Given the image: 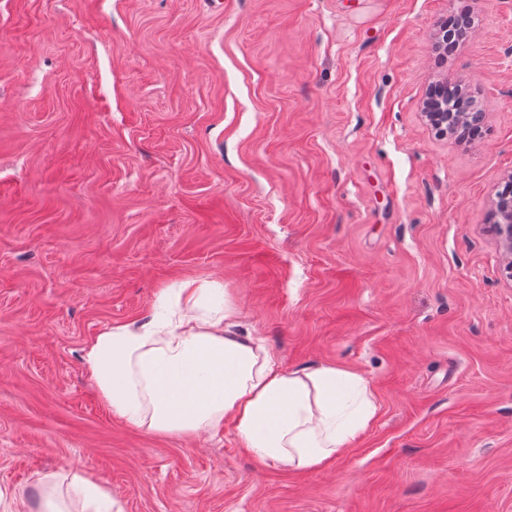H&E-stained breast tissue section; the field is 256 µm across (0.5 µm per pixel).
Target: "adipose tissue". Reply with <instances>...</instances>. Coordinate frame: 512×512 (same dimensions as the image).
<instances>
[{
    "instance_id": "obj_1",
    "label": "adipose tissue",
    "mask_w": 512,
    "mask_h": 512,
    "mask_svg": "<svg viewBox=\"0 0 512 512\" xmlns=\"http://www.w3.org/2000/svg\"><path fill=\"white\" fill-rule=\"evenodd\" d=\"M177 318L125 324L85 349L88 379L136 428L190 435L231 422L259 462L313 471L346 451L375 414L367 380L333 365L288 370L237 335L220 288L182 282Z\"/></svg>"
}]
</instances>
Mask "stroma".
Here are the masks:
<instances>
[{"label":"stroma","instance_id":"35a3bbf8","mask_svg":"<svg viewBox=\"0 0 512 512\" xmlns=\"http://www.w3.org/2000/svg\"><path fill=\"white\" fill-rule=\"evenodd\" d=\"M467 39L440 59L449 15ZM465 84L481 134H435ZM512 0H0V512H512ZM185 279L376 412L314 471L114 417L83 364ZM502 194L509 196L512 199V189L506 190ZM506 199L501 201L497 199L494 203L495 214L498 215V224L493 226V234L495 235L498 243L509 258V268L512 269V201ZM71 484L82 497L83 512H112V492L97 479L76 473Z\"/></svg>","mask_w":512,"mask_h":512}]
</instances>
